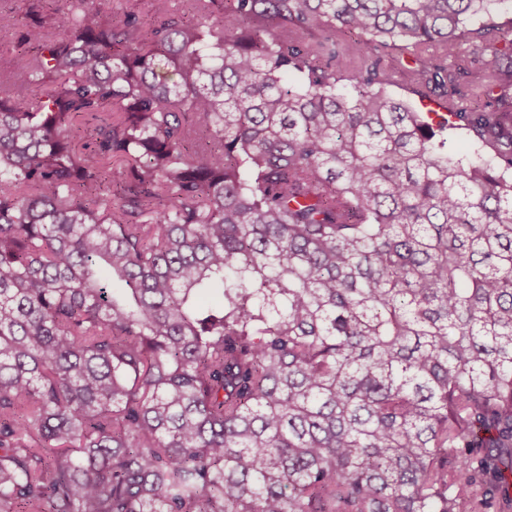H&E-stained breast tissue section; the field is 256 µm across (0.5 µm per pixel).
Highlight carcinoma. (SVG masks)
<instances>
[{
    "mask_svg": "<svg viewBox=\"0 0 512 512\" xmlns=\"http://www.w3.org/2000/svg\"><path fill=\"white\" fill-rule=\"evenodd\" d=\"M42 2L0 512H512V0Z\"/></svg>",
    "mask_w": 512,
    "mask_h": 512,
    "instance_id": "obj_1",
    "label": "carcinoma"
}]
</instances>
